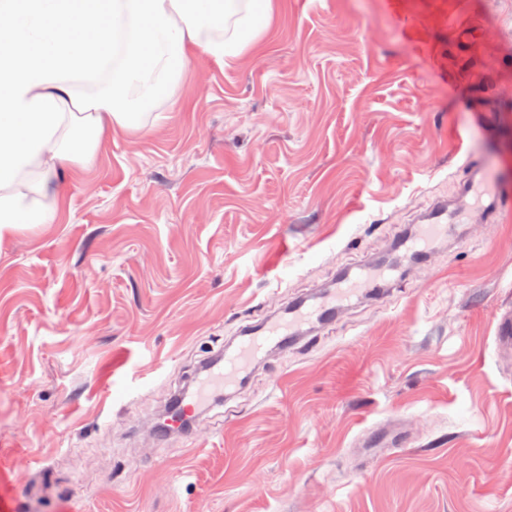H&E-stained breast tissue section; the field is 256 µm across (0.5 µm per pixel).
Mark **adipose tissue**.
Masks as SVG:
<instances>
[{
	"instance_id": "adipose-tissue-1",
	"label": "adipose tissue",
	"mask_w": 512,
	"mask_h": 512,
	"mask_svg": "<svg viewBox=\"0 0 512 512\" xmlns=\"http://www.w3.org/2000/svg\"><path fill=\"white\" fill-rule=\"evenodd\" d=\"M275 0H0V232L52 224L61 169L141 133L179 96L192 57L233 65Z\"/></svg>"
}]
</instances>
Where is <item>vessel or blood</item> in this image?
Masks as SVG:
<instances>
[{
  "label": "vessel or blood",
  "mask_w": 512,
  "mask_h": 512,
  "mask_svg": "<svg viewBox=\"0 0 512 512\" xmlns=\"http://www.w3.org/2000/svg\"><path fill=\"white\" fill-rule=\"evenodd\" d=\"M456 232L454 213L448 203H437L417 236L403 240L399 248L400 264L414 263L416 257L423 254V244L453 239ZM386 276V268L361 267L357 272L341 277L337 287L284 307L280 314L246 329L234 347L225 349L223 362L198 379L192 391L182 392L175 414L169 419L171 435H182L184 422L196 421L204 405L215 394L242 386L251 370L268 353L293 350L307 335L335 322L339 312L351 306L353 300L365 297L381 302L388 299L392 290L386 283ZM493 343L498 357L511 362L512 310L496 314Z\"/></svg>",
  "instance_id": "1"
}]
</instances>
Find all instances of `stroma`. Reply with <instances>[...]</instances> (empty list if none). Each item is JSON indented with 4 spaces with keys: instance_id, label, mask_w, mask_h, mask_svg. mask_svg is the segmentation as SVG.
<instances>
[{
    "instance_id": "obj_1",
    "label": "stroma",
    "mask_w": 512,
    "mask_h": 512,
    "mask_svg": "<svg viewBox=\"0 0 512 512\" xmlns=\"http://www.w3.org/2000/svg\"><path fill=\"white\" fill-rule=\"evenodd\" d=\"M263 41L0 236V512H512V216L475 235L462 191H512V0H280ZM441 200L458 239L387 303L155 445L206 351ZM493 343L497 356L510 363L512 361V310L496 314Z\"/></svg>"
}]
</instances>
